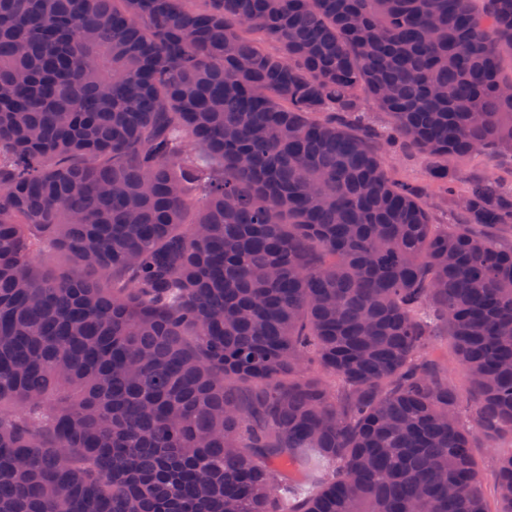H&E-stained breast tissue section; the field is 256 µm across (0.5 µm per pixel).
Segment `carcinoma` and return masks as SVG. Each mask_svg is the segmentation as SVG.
<instances>
[{"instance_id":"obj_1","label":"carcinoma","mask_w":512,"mask_h":512,"mask_svg":"<svg viewBox=\"0 0 512 512\" xmlns=\"http://www.w3.org/2000/svg\"><path fill=\"white\" fill-rule=\"evenodd\" d=\"M202 2L0 0V512H491L512 196L439 229L348 116L512 152V0ZM362 101L364 112H360L359 116L355 117L356 120L359 119L362 124L370 126L377 136L383 137L389 125V116L376 108L367 97L363 96ZM434 345L438 349V352L448 354V377L452 380L455 386L459 389L461 395H466L469 381L463 370L457 362L451 343L446 335V332L440 324L434 327ZM475 453L479 459L481 465V473L484 477V487L488 494L491 508L495 509L496 504L494 502V476L496 468V451L490 448H474Z\"/></svg>"}]
</instances>
